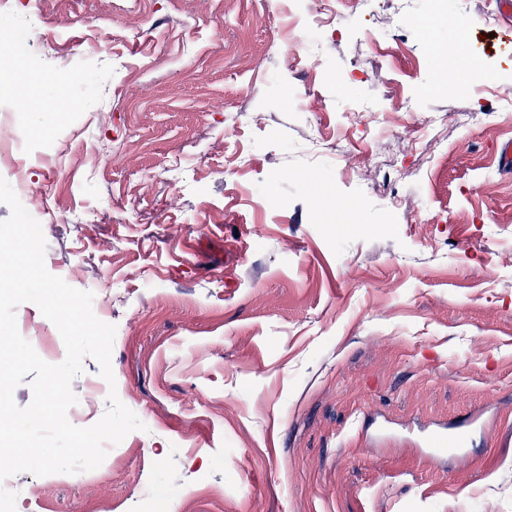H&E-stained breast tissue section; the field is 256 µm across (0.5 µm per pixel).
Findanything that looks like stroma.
Masks as SVG:
<instances>
[{"label":"stroma","instance_id":"35a3bbf8","mask_svg":"<svg viewBox=\"0 0 512 512\" xmlns=\"http://www.w3.org/2000/svg\"><path fill=\"white\" fill-rule=\"evenodd\" d=\"M445 3L435 53L428 0H340L317 42L312 0L0 7V177L115 326L145 425L94 470L8 478L16 512H512V19ZM463 42L492 68L447 81ZM101 381L84 359L72 424Z\"/></svg>","mask_w":512,"mask_h":512}]
</instances>
